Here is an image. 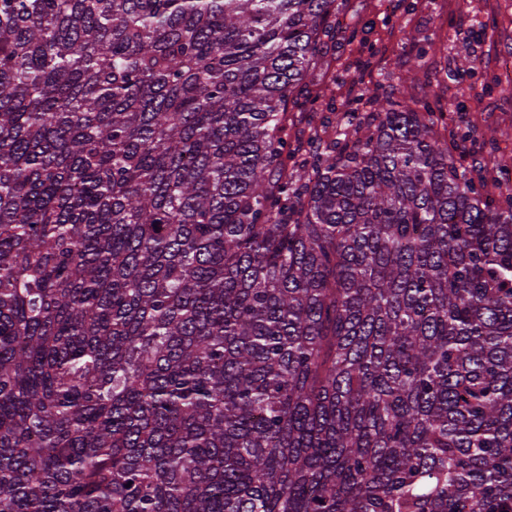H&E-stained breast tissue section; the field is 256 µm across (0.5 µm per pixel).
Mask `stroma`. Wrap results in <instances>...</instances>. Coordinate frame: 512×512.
Segmentation results:
<instances>
[{"instance_id": "35a3bbf8", "label": "stroma", "mask_w": 512, "mask_h": 512, "mask_svg": "<svg viewBox=\"0 0 512 512\" xmlns=\"http://www.w3.org/2000/svg\"><path fill=\"white\" fill-rule=\"evenodd\" d=\"M336 36L319 56L311 105L288 111V147L310 131L326 141L353 134L344 112L367 113L357 94L407 84L442 112V140L473 132L496 137L477 152L484 194H512V83L498 78L512 55V0H337ZM468 52H460V42ZM441 55H433V47Z\"/></svg>"}]
</instances>
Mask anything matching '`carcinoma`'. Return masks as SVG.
<instances>
[{"label":"carcinoma","instance_id":"1","mask_svg":"<svg viewBox=\"0 0 512 512\" xmlns=\"http://www.w3.org/2000/svg\"><path fill=\"white\" fill-rule=\"evenodd\" d=\"M336 0H0V512H512V196Z\"/></svg>","mask_w":512,"mask_h":512}]
</instances>
